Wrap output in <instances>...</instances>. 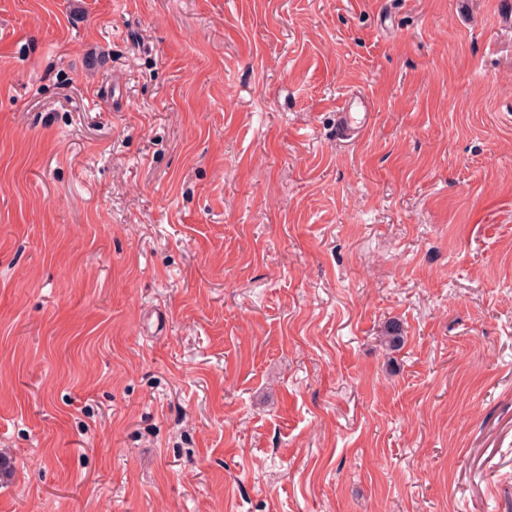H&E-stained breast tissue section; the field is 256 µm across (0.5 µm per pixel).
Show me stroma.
<instances>
[{"instance_id":"35a3bbf8","label":"stroma","mask_w":512,"mask_h":512,"mask_svg":"<svg viewBox=\"0 0 512 512\" xmlns=\"http://www.w3.org/2000/svg\"><path fill=\"white\" fill-rule=\"evenodd\" d=\"M0 512H512V0H0ZM363 98L351 93L336 109V130L338 139H352L359 134L367 123L366 114L359 117V112H354V108L362 102Z\"/></svg>"}]
</instances>
